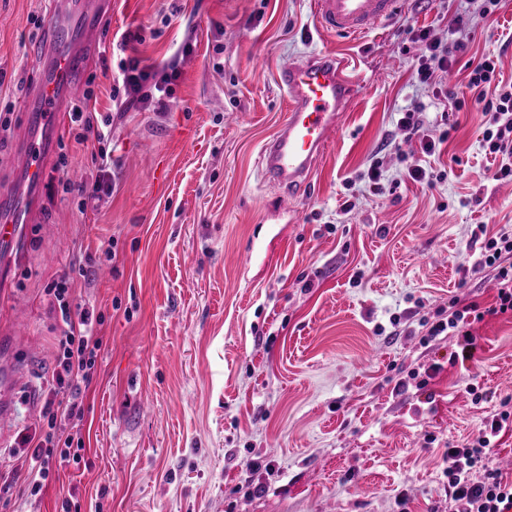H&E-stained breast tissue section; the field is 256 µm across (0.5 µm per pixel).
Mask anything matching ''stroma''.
I'll use <instances>...</instances> for the list:
<instances>
[{
	"mask_svg": "<svg viewBox=\"0 0 512 512\" xmlns=\"http://www.w3.org/2000/svg\"><path fill=\"white\" fill-rule=\"evenodd\" d=\"M458 3L403 0L381 27L331 37L311 0H112L79 82L89 111L112 115V193L82 213L40 188L0 282V354L28 368L0 441L5 471L22 464L16 432L37 424L54 368L62 323L46 290L97 260L92 281L74 280L107 338L84 400L86 452L39 512H453L447 446L512 401V314L493 311L494 269L471 270L475 233L512 232V181L492 178L481 113L449 101L466 95L469 61L493 57L512 78V0L464 35L449 81L421 87L418 33L450 43ZM53 8L0 0V191L21 188V97ZM321 51L346 61L357 94L309 190L285 204L257 158L286 117L280 66ZM129 59L177 60L164 111L114 94ZM413 107L442 141L436 165L454 169L430 187L401 175L419 143L396 121ZM375 158L379 195L357 180ZM472 303L484 317L464 362L457 337L429 330Z\"/></svg>",
	"mask_w": 512,
	"mask_h": 512,
	"instance_id": "35a3bbf8",
	"label": "stroma"
}]
</instances>
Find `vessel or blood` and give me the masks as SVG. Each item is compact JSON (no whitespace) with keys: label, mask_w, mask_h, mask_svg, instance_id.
<instances>
[{"label":"vessel or blood","mask_w":512,"mask_h":512,"mask_svg":"<svg viewBox=\"0 0 512 512\" xmlns=\"http://www.w3.org/2000/svg\"><path fill=\"white\" fill-rule=\"evenodd\" d=\"M400 2L313 0L314 20L323 34L360 35L393 18ZM111 12L110 0H54L43 49L51 62L35 94L25 101L34 131L22 153L20 171L28 186H38L45 178V161L57 142L67 102L93 49L92 37L102 17ZM278 80L286 94L287 115L278 132L263 145L260 163L265 177L290 199L305 191L343 112L352 103L355 84L345 62L327 51L284 65ZM0 208L13 215L11 222L0 225V239L15 236L19 225L33 217L30 207L9 195L0 197ZM22 376V370L15 366L0 368V423L11 413L8 395Z\"/></svg>","instance_id":"1"}]
</instances>
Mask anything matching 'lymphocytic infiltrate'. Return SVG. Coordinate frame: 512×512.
I'll return each mask as SVG.
<instances>
[{
	"label": "lymphocytic infiltrate",
	"instance_id": "f902f5d3",
	"mask_svg": "<svg viewBox=\"0 0 512 512\" xmlns=\"http://www.w3.org/2000/svg\"><path fill=\"white\" fill-rule=\"evenodd\" d=\"M419 39L425 53L416 78L420 84L432 86L447 71L450 50L430 30H421ZM121 76L127 100L147 109L163 106L164 95L169 94L181 72L173 64L152 70L132 60L123 65ZM466 79L472 106L484 118L481 146L486 154L501 159L493 178L512 180V82L499 78L496 61L487 56L469 64ZM506 253H512V233L501 232L485 241L472 264L476 271L497 267L495 309L503 314L512 311V264L500 263ZM47 293L60 312L64 328L58 340L55 368L44 383L43 425L38 433L25 432L19 439L21 447L30 449L35 462L27 484V492L33 497L41 495L54 480L59 465L82 458L83 395L106 344L99 330L101 317L74 301L70 277L58 279ZM511 425L512 410L502 409L487 419L464 447L449 448L443 475L448 480V497L455 504V512H512V481L504 480L490 464L501 433Z\"/></svg>",
	"mask_w": 512,
	"mask_h": 512
}]
</instances>
